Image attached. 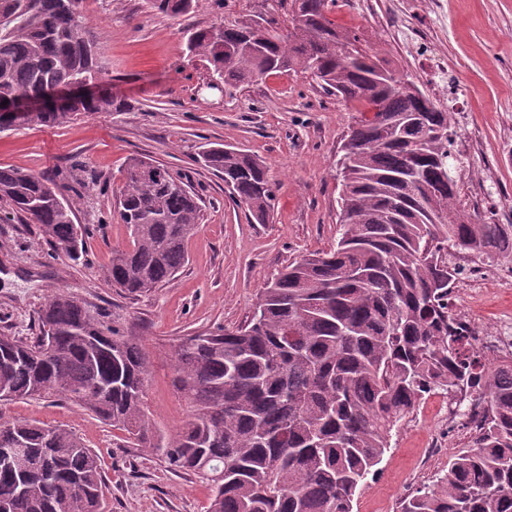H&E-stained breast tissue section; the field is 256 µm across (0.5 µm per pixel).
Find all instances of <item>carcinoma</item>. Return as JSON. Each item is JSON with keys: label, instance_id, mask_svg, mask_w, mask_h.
<instances>
[{"label": "carcinoma", "instance_id": "obj_1", "mask_svg": "<svg viewBox=\"0 0 512 512\" xmlns=\"http://www.w3.org/2000/svg\"><path fill=\"white\" fill-rule=\"evenodd\" d=\"M164 17L200 0H146ZM84 0H0V132L12 103L40 106L19 127L73 116L130 112L135 101L101 94L68 112L53 94L102 79L99 45L76 18ZM288 26L259 16L246 33L216 21L186 48L209 63L224 93L272 74L308 73L356 112L337 161L340 238L303 255L258 293L249 323L182 340L173 385L192 416L165 437L150 427L143 396L151 358L140 339L102 320L70 293L38 314L34 343L0 335V400L58 395L112 423L128 442L162 453L211 491L208 512H353L377 472L391 431L437 390L469 393L473 440L437 481L399 512H512V354L482 362L472 329L451 313L444 254L512 261V227L461 209L451 172L450 112L359 36L336 27V0H288ZM6 105H1V102ZM258 224L273 218L275 182L259 157L223 144L199 155ZM0 212L25 214L55 251L77 261L86 231L49 180L0 168ZM201 198L168 167L134 157L118 209L129 244L112 250V285L146 294L187 261ZM27 445L21 471L0 469V512H103L98 455L72 431L0 422V448Z\"/></svg>", "mask_w": 512, "mask_h": 512}]
</instances>
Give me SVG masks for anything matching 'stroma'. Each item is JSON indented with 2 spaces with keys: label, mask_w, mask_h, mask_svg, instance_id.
Listing matches in <instances>:
<instances>
[{
  "label": "stroma",
  "mask_w": 512,
  "mask_h": 512,
  "mask_svg": "<svg viewBox=\"0 0 512 512\" xmlns=\"http://www.w3.org/2000/svg\"><path fill=\"white\" fill-rule=\"evenodd\" d=\"M338 0L331 18L356 30L401 72L431 90L447 80L445 108L459 138L480 137L476 151L457 149L453 175L462 207L512 225V0H403L401 28L385 23L387 0ZM109 88L135 100L130 112L80 114L69 123L0 132V166L56 182L79 224L88 226L79 261L54 257L39 227L23 216L0 223V334H39L38 311L58 291L71 293L123 331L140 336L153 367L146 412L156 431H175L191 408L172 385L179 339L249 321L268 278L299 255L325 250L339 237L336 159L353 114L310 76L274 74L234 95L207 88L206 61L189 56L188 30L259 13H280L277 0H202L169 19L143 0H87ZM230 144L266 161L276 184L274 219L253 221L225 193L223 181L197 163L201 146ZM146 155L186 176L199 192L200 227L175 278L147 295L112 286L114 248L129 243L114 206L130 158ZM82 164V173L72 170ZM455 269L453 312L475 330L487 365L512 336V262L493 264L449 252ZM34 420L71 430L99 456L106 512H207V485L173 469L164 456L127 446L123 431L54 395L0 403V421ZM473 432L448 394L426 396L395 427L377 475L358 490L354 512H398L400 501L433 484L470 447Z\"/></svg>",
  "instance_id": "35a3bbf8"
}]
</instances>
